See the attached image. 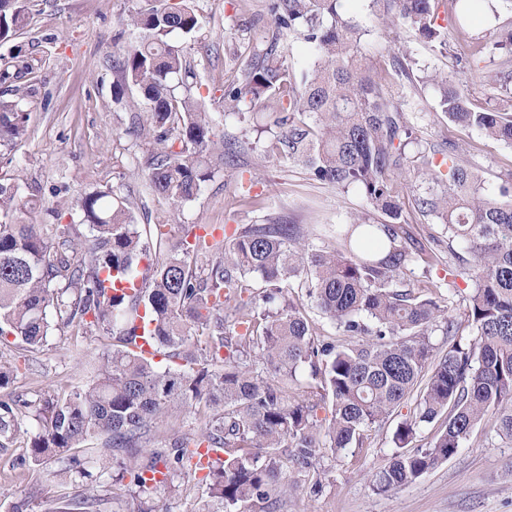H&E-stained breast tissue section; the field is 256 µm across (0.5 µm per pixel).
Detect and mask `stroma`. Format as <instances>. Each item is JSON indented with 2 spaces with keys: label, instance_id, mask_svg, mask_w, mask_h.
<instances>
[{
  "label": "stroma",
  "instance_id": "1",
  "mask_svg": "<svg viewBox=\"0 0 512 512\" xmlns=\"http://www.w3.org/2000/svg\"><path fill=\"white\" fill-rule=\"evenodd\" d=\"M134 4L135 0H32L29 26L16 39L0 42V64L19 52L39 61L38 70L18 83L22 107L30 115V135L14 149L0 148V167L16 173L22 194L40 202L29 222L69 223L84 194L108 184L132 205L148 245L139 265L146 275L163 258L155 248V224L165 216L172 226L198 224L223 238L247 224H300L309 228L308 243L313 248H339V241L319 227L368 213L363 192L313 180L287 158H264V130L274 119L273 102L261 101L243 117L224 112V49L243 44L245 36L237 20L266 16L267 0H200L209 17L208 36L205 47L192 48L189 56L209 83L206 109L225 139L236 142V158L183 208H173L152 193L146 161L153 145L141 136L133 111L112 99L116 64L132 38L125 19ZM352 14L365 32L363 45L371 57L380 58L390 50L410 53L418 69L467 81L475 106L489 102L491 93L482 80L483 67L474 63L472 41L486 28L484 15L473 17L465 34H452L456 54L451 57L415 41L405 29L382 26L365 0H359ZM419 92L426 106L418 123L422 136L435 144L459 143L479 166L486 195L499 196L512 173V147L448 122L438 107L434 86L422 85ZM408 220L414 240L439 260L430 267L421 262L409 265L401 280L406 287H425L447 298L449 316L461 318L471 283L449 275L448 238L441 224L435 217L418 214ZM110 345V338L83 336L64 327L55 331L48 346L34 353L7 338L0 342V356L14 367L17 392L33 400L41 390L90 380V361ZM414 406V400H407L397 416L370 428L364 447L337 456L319 455L315 469L329 473L319 494L306 490L291 494L283 499L279 512H512V444L494 438L482 425L457 455L416 482L384 494L371 489L372 472L392 453V435L400 417ZM25 453L21 441L0 451L2 507L24 499L37 504L57 498L65 483L53 465L35 482L10 470V461Z\"/></svg>",
  "mask_w": 512,
  "mask_h": 512
}]
</instances>
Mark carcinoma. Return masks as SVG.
<instances>
[{
	"label": "carcinoma",
	"mask_w": 512,
	"mask_h": 512,
	"mask_svg": "<svg viewBox=\"0 0 512 512\" xmlns=\"http://www.w3.org/2000/svg\"><path fill=\"white\" fill-rule=\"evenodd\" d=\"M194 2L138 0L127 19L137 38L112 86L114 102L147 112L155 145L150 186L175 207L194 201L233 149L205 111L206 80L185 58L187 43L205 39L207 20ZM440 2L368 0V7L446 53ZM481 6L448 0V19L462 26ZM267 9L274 29L242 50L224 49V111L242 114L273 101L279 117L264 157L286 156L318 181L363 191L383 221L329 225L343 249H309L297 224H248L228 245L199 236L173 242L161 220L156 244L166 256L140 286L146 247L133 211L111 186L82 197L78 224H33L23 216L35 200L21 194L15 177L0 175V338L37 350L72 326L116 340L90 382L46 390L34 401L11 390L13 367L0 361V448L21 436L27 417L42 429L29 443L36 465L53 462L61 474L87 477L85 465L112 457V471L101 477L128 499L127 512H160L158 493L184 494L200 473L208 502L197 512H277L290 490L321 491V474L311 468L322 450L363 447L367 428L413 395V411L393 432L395 450L372 475L379 493L455 456L481 423L512 442V198L485 195L474 164L452 142L406 152L410 117L423 111L413 59L388 54L378 65L368 58L364 31L345 15L344 0H267ZM29 19L28 0H0V41L22 34ZM287 30L302 34L315 56L300 77L279 49ZM476 47L493 58L487 79L497 105L473 108L457 76L430 82L449 122L511 147L512 20L477 38ZM35 69L32 58L6 62L0 83ZM28 119L18 101L0 95V147L25 141ZM410 170L440 186L413 196V210L436 217L448 232V256L470 265L466 335L443 300L400 280L414 256L434 261L409 243L402 199ZM255 274L265 284L259 294L249 284ZM300 275L348 340L321 339L288 296L289 280ZM437 331L448 337L439 357L431 342ZM139 339L181 364L158 369L138 350ZM255 358L272 379L256 374ZM305 366L311 379L303 383L297 374ZM328 402L330 418L321 419ZM187 410L200 422L195 434L185 430ZM432 423L437 434L418 445L421 426ZM103 505L71 481L39 512H103Z\"/></svg>",
	"instance_id": "obj_1"
}]
</instances>
